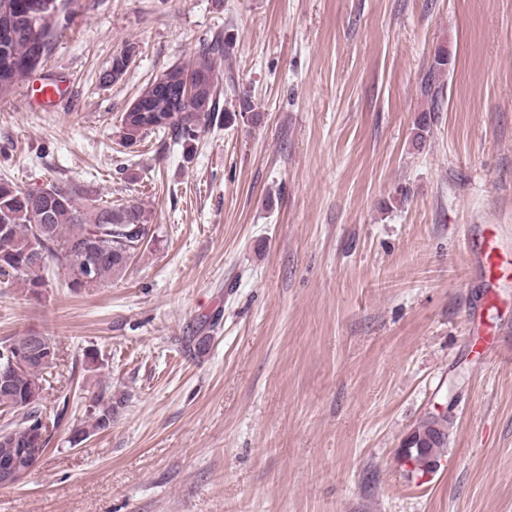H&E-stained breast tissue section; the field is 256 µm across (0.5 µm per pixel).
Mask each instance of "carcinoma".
<instances>
[{"label": "carcinoma", "mask_w": 512, "mask_h": 512, "mask_svg": "<svg viewBox=\"0 0 512 512\" xmlns=\"http://www.w3.org/2000/svg\"><path fill=\"white\" fill-rule=\"evenodd\" d=\"M33 0H0V98L7 96L20 82L14 69L21 65L35 72L51 49L57 28L40 22ZM232 40H216L199 48L191 60L168 68L166 87L148 84L135 98L137 108L121 116V138L132 146L150 133L162 132L190 154L195 149L202 129L224 119L228 123L237 116L250 115L251 123L260 120L251 104L242 100L239 111L218 114L216 74L217 60L230 59ZM134 48L112 58L103 75V82H115L126 72ZM448 52L438 49L431 67L421 82V93L430 101L428 111L415 123L414 142L421 145L428 132L432 113L439 110L441 88L439 76L448 70ZM202 75L208 107L204 112H175L180 101L181 78ZM60 191L49 193L41 188L22 189L9 181H0V285L19 287L39 296L47 286L49 263L64 269L66 288L75 292H91L122 275L130 259L145 243L150 214L139 203L112 205L94 196L87 189L69 184L50 183ZM46 248L42 261L30 257L32 251ZM93 267L92 279L85 278L86 267ZM51 367L41 359H30L29 368L10 375L8 384L0 378V404L15 406L27 400L33 404L20 420L4 428L7 441L0 440V460L25 446L30 425L42 418L40 411L44 392V372ZM112 403L94 400L83 435L104 431L112 426ZM450 411L430 413L419 420L398 451V461L412 462L413 472L426 475L434 472L448 447Z\"/></svg>", "instance_id": "1"}]
</instances>
